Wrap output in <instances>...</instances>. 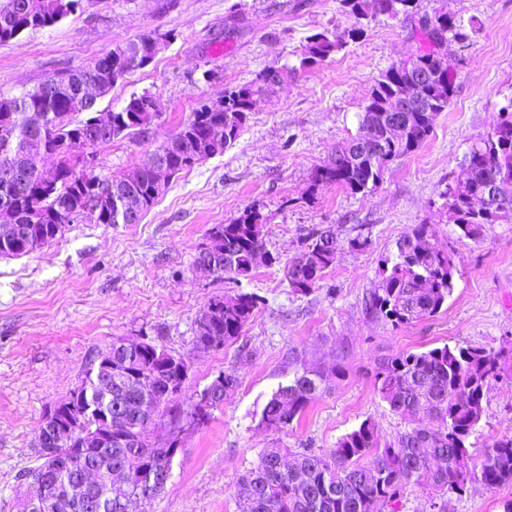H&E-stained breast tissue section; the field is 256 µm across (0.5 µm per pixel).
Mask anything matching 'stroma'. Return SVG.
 I'll use <instances>...</instances> for the list:
<instances>
[{
    "label": "stroma",
    "instance_id": "35a3bbf8",
    "mask_svg": "<svg viewBox=\"0 0 512 512\" xmlns=\"http://www.w3.org/2000/svg\"><path fill=\"white\" fill-rule=\"evenodd\" d=\"M448 13L470 28L449 43L455 95L414 153L386 167L371 192L314 186L313 171L357 136L375 78L422 45V16ZM354 19L339 0H83L61 23L0 45V95L92 64L136 36L172 33L155 61L103 99L121 107L154 97L160 115L149 133L113 140L99 161L123 175L194 112L199 101L253 81L268 68L285 79L262 98L224 155L170 179L136 224H71L22 257L0 258V512H20L31 487L21 475L39 463L46 411L80 385L89 361L112 340L150 336L157 348L190 356L183 394L219 373L237 387L207 425L180 434L172 475L139 512H240L235 486L263 449L326 452L372 421L382 441L405 420L374 388L378 363L399 352L443 345L512 352V224L486 225L476 238L449 224L441 196L471 146L512 108V0H419L411 15L369 13L364 35L326 61L301 67L308 36L343 31ZM257 212L276 264L258 262L249 278L217 280L194 259L209 230ZM419 224L436 227L451 252L453 293L439 313L404 326L369 315L365 303L401 239ZM336 232L335 264L309 294L294 293L284 263L318 229ZM364 246L354 250L352 238ZM253 292L264 303L237 340L193 348L195 322L217 296ZM308 363H342L345 374L285 432L261 414L293 375V353ZM512 436V382L493 383L470 441L483 448ZM512 486L470 484L448 512H501Z\"/></svg>",
    "mask_w": 512,
    "mask_h": 512
}]
</instances>
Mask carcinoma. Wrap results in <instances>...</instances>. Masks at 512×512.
Masks as SVG:
<instances>
[{
    "label": "carcinoma",
    "mask_w": 512,
    "mask_h": 512,
    "mask_svg": "<svg viewBox=\"0 0 512 512\" xmlns=\"http://www.w3.org/2000/svg\"><path fill=\"white\" fill-rule=\"evenodd\" d=\"M81 0H0V44L29 30L47 29L74 14ZM342 7L356 19L343 32H319L309 37L301 66L323 62L359 39L364 28L361 20L369 9L392 18L412 14L418 0H340ZM421 31L425 45L411 60L434 79L421 88L419 102L404 107L400 96L413 72L402 65H392L375 79L362 126L392 118L403 125V137L390 144L351 138L336 150L330 162L316 168L311 179L315 186H338L352 194L367 193L380 182L383 168H374L372 155L382 148L391 159L418 149L431 133L438 115L448 108L455 86L442 50L448 41L468 39L464 26L448 13L424 16ZM172 34L142 35L117 44L91 65L67 70L65 88L56 98L48 99L41 86L19 93L27 108L45 117L43 134L49 158L56 174L54 187L41 178L43 157L29 159V192L18 199V224H39L42 243H49L69 224H119L114 213L88 210L82 217L72 216L70 199L92 201L89 183L97 182L100 194L116 197L129 208L146 212L157 199L152 183L158 153L153 150L138 166L140 181L96 169L74 170L77 159L73 148L84 145L96 155L98 144H108L121 135L145 133L158 113L151 111L152 97L133 95L118 110L112 111V137L100 138L93 123V113L85 111L79 87L112 69V57L126 56L133 63L129 70L112 77V85L151 64ZM280 81V71L267 69L257 80L224 92V111L208 112L199 106L179 131L159 144L176 175L196 163L224 154L237 139L252 112L256 98L266 94ZM38 131L30 129L27 113L0 112V161L25 148ZM194 138L201 141L200 158L192 160L180 146ZM494 184L501 202L493 206L482 198L483 189ZM448 200V219L465 236L476 238L486 224H512V113L498 123L493 132L475 143L466 156L460 176L444 191ZM435 228L419 224L398 245V255L382 269L377 288L370 296L368 310L394 326L408 325L440 312L453 291L454 263L451 254L441 253L429 241ZM264 249L263 224L259 214L247 211L229 224H217L208 233V243L196 257L201 267L219 260L211 275L238 281L250 277L255 254ZM336 236L331 230H317L312 242L285 268L289 286L296 294H308L336 261ZM32 252L26 238L19 236L8 245H0L1 257H17ZM264 304L255 293L241 292L220 296L201 312L195 323L194 344L206 350L220 349L241 335L244 327ZM112 341V364L152 380L156 388L180 387L178 367L159 370V359L137 350L117 347ZM343 375L340 366L326 370L304 368L294 373L291 382L281 386L266 403L261 423L277 431L288 429L309 404L327 389L326 373ZM512 380V360L502 353L481 347H451L447 344L428 351L399 352L383 360L374 374V386L380 399L407 422L403 432L391 442L380 444L375 425L362 422L343 435L336 447L325 453L288 450L273 446L259 455L237 483L240 512H397L407 487L429 488L440 496H462L467 485L478 481L489 490L512 485V436L494 439L481 453L474 455L469 438L476 431L483 414V399L494 381ZM77 407H91V415L78 425L88 431L99 423V416L111 404H122L133 427L147 429L157 420L160 407L143 401V384L130 383L123 391L112 392L82 383L73 391ZM178 438L163 443L138 442L124 448L86 449L85 462L106 476L114 469L128 470L127 485H109L103 480L91 491L101 500L100 512H137L136 495L140 486L169 479L173 445ZM71 453L60 450L55 457L39 453L41 463L21 475L37 487L45 478L69 482L75 471L59 468Z\"/></svg>",
    "instance_id": "1"
}]
</instances>
